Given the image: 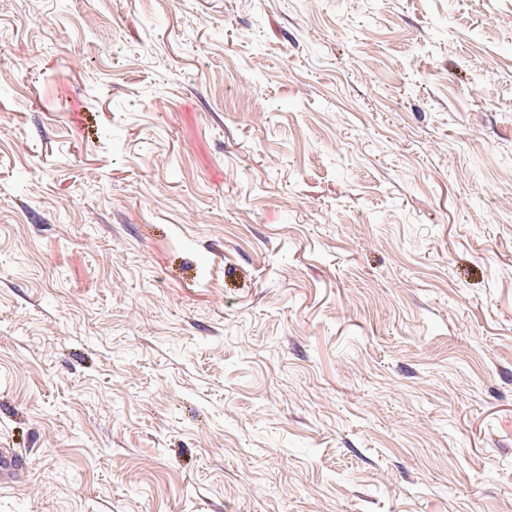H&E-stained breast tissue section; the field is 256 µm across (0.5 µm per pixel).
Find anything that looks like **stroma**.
Here are the masks:
<instances>
[{
    "mask_svg": "<svg viewBox=\"0 0 512 512\" xmlns=\"http://www.w3.org/2000/svg\"><path fill=\"white\" fill-rule=\"evenodd\" d=\"M0 448V512H512V0H0ZM23 468V461L10 449L0 448V486L14 482Z\"/></svg>",
    "mask_w": 512,
    "mask_h": 512,
    "instance_id": "1",
    "label": "stroma"
}]
</instances>
